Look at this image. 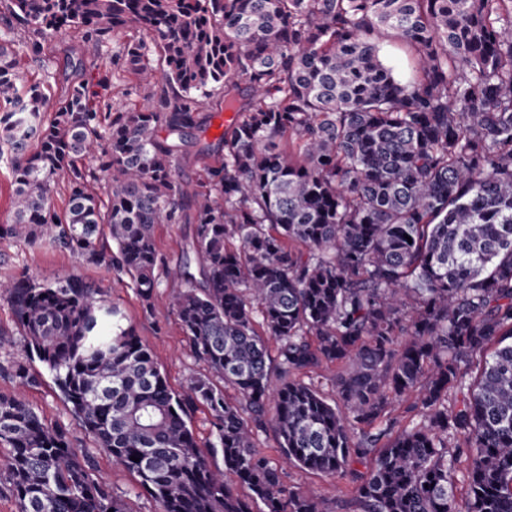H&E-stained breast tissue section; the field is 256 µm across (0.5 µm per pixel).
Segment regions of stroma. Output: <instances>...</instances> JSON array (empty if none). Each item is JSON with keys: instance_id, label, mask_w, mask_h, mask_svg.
<instances>
[{"instance_id": "obj_1", "label": "stroma", "mask_w": 512, "mask_h": 512, "mask_svg": "<svg viewBox=\"0 0 512 512\" xmlns=\"http://www.w3.org/2000/svg\"><path fill=\"white\" fill-rule=\"evenodd\" d=\"M42 44L41 61L22 58L21 69L27 79L41 81L46 94L55 98L66 85L65 63L89 58L93 49L73 30L46 32ZM378 55L401 81L409 82L421 75L414 54L394 36L380 38ZM24 274L39 282L67 276L95 282L103 297L116 304L127 323L134 326L174 391H183L190 377L206 373V365L193 355L189 340L169 306V291L178 287L177 279H163L151 308L147 309L128 280L118 279L106 268L86 262L81 255L53 247L45 241L29 245L0 235V281L16 279ZM20 365L37 375V385L25 389L18 387L14 373ZM16 393L22 394L46 423L67 429L74 447L90 451L96 476L111 486L114 495L124 499L129 512H159L157 503L140 487L137 477L115 465L109 454L95 448L91 439L76 427L51 374L38 359L29 355L10 304L0 298V394ZM285 480L288 485L333 502L345 501L354 492V485L349 479L327 477L294 467L286 470Z\"/></svg>"}]
</instances>
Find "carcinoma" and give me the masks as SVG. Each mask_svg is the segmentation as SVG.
Segmentation results:
<instances>
[{
    "instance_id": "1",
    "label": "carcinoma",
    "mask_w": 512,
    "mask_h": 512,
    "mask_svg": "<svg viewBox=\"0 0 512 512\" xmlns=\"http://www.w3.org/2000/svg\"><path fill=\"white\" fill-rule=\"evenodd\" d=\"M0 25L29 33L0 38L6 234L128 277L149 309L155 225H196L172 307L209 374L181 394L92 284L0 283L77 427L159 512H335L256 449L268 429L283 463L355 483L350 512H512V0H3ZM62 28L96 47L123 38L110 64L141 83L158 50L165 86L113 109L107 78L75 81L45 117L17 56L41 60ZM386 31L417 81L379 59ZM208 87L236 118L192 185L176 151L206 131ZM323 365L342 411L300 378ZM396 402L412 416L393 436ZM0 442L19 512H127L24 398L0 395ZM11 174L2 161L0 163V228L10 224L13 213L11 198ZM188 421L202 444L212 440L210 416L204 406L198 405L191 409Z\"/></svg>"
}]
</instances>
